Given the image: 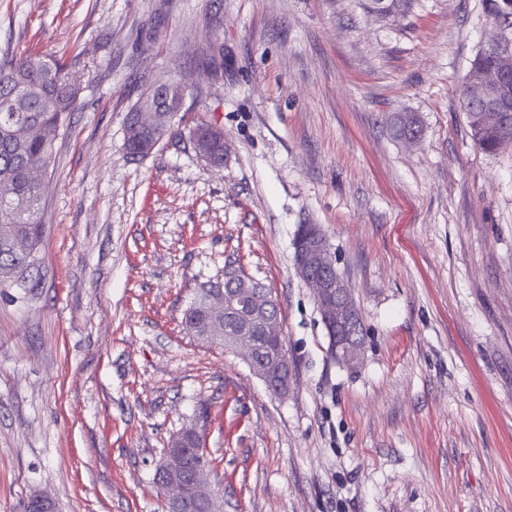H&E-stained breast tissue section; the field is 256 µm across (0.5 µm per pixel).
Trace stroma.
<instances>
[{"instance_id":"obj_1","label":"stroma","mask_w":512,"mask_h":512,"mask_svg":"<svg viewBox=\"0 0 512 512\" xmlns=\"http://www.w3.org/2000/svg\"><path fill=\"white\" fill-rule=\"evenodd\" d=\"M493 35L483 0H0V53L65 57L81 89L33 285L0 288V512H166L155 469L193 426L224 512H512V146L478 149L462 107ZM172 77L181 133L131 159ZM302 224L352 290L356 366L296 274ZM235 259L278 300L286 396L181 323ZM154 91L160 100V105L164 107L165 112H174L175 116L180 112L183 100L182 98H169L164 94L161 88H155ZM164 111L159 107L158 100L153 96V94L145 95L137 104L136 121L139 125L155 127L161 123L170 121V115L162 114ZM136 112L130 113L126 126L124 148L130 156L140 155L141 158H143L150 153L151 149L165 135L172 133L173 121L169 122L166 126H161L159 129L143 128L138 126L133 120ZM174 117H172V120ZM392 129L399 139L409 140L422 128L418 118L411 113H397L393 116ZM417 129V130H416ZM196 151L208 164L221 162L224 165V132L220 128L200 122L190 131Z\"/></svg>"}]
</instances>
